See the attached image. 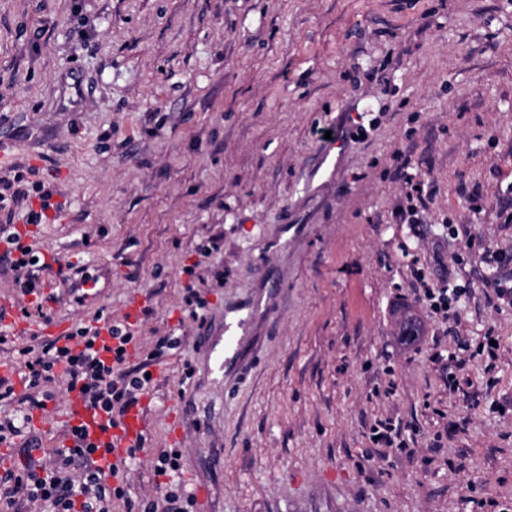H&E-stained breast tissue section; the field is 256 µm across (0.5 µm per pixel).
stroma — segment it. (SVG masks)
<instances>
[{"mask_svg": "<svg viewBox=\"0 0 512 512\" xmlns=\"http://www.w3.org/2000/svg\"><path fill=\"white\" fill-rule=\"evenodd\" d=\"M0 149V178L35 168L63 206L30 228L77 268L46 275L52 318L92 317L71 294L85 267L113 320L146 300L131 363L181 339L112 512L159 497L169 448L207 512H289L316 481L356 512H512V299L488 298L512 287V0H0ZM405 168L429 191L413 224ZM443 280L454 322L416 297ZM261 295L237 370L213 378L197 337ZM45 414L29 437L48 464L64 384ZM387 418L406 446L382 456ZM181 454L175 448L161 450L155 459V472L158 476H171L175 475L182 470ZM177 465V468H174Z\"/></svg>", "mask_w": 512, "mask_h": 512, "instance_id": "stroma-1", "label": "stroma"}]
</instances>
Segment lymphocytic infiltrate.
<instances>
[{"mask_svg":"<svg viewBox=\"0 0 512 512\" xmlns=\"http://www.w3.org/2000/svg\"><path fill=\"white\" fill-rule=\"evenodd\" d=\"M27 169L15 166L12 179L4 181L0 194V212L6 221L0 224V261L13 274L18 296L39 293L40 271L49 269L38 243H24L18 223L40 224L51 209L50 196L39 183H27ZM96 325L77 324L68 340L37 341L19 346L18 361L24 374V397L17 399L13 417L0 422V445L12 444L23 436L36 409H46L55 397L56 383H64L66 392H79L84 401L101 411L111 427L119 426L127 411L136 406L151 385L149 367L160 364L176 339L159 337L139 364L129 361L130 346L136 336L130 325L97 314ZM107 329L114 341L110 359H103L96 339ZM65 445L56 448L48 466H28L0 475V504L14 508L25 501H37L43 512H112L113 502L127 499L125 471L138 460V449H128L125 457L110 463L106 449L93 442L80 425H68ZM181 462L177 449L161 450L155 459V472L166 482L162 500L146 502L143 512H189L193 497L184 486L169 477Z\"/></svg>","mask_w":512,"mask_h":512,"instance_id":"1","label":"lymphocytic infiltrate"}]
</instances>
